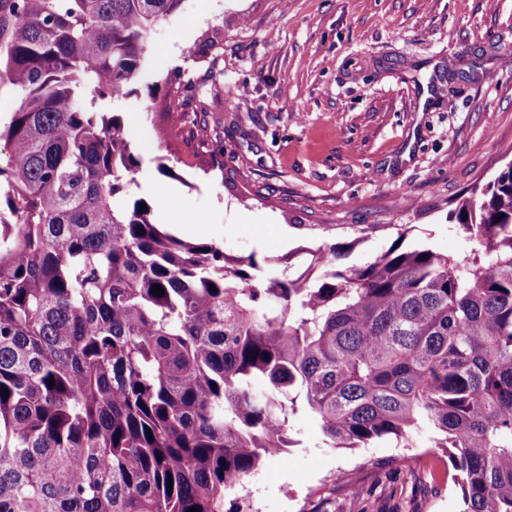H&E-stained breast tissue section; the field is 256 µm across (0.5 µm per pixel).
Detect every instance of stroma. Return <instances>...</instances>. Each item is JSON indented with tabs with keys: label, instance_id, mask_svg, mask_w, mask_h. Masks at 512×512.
<instances>
[{
	"label": "stroma",
	"instance_id": "stroma-1",
	"mask_svg": "<svg viewBox=\"0 0 512 512\" xmlns=\"http://www.w3.org/2000/svg\"><path fill=\"white\" fill-rule=\"evenodd\" d=\"M508 49L512 0H183L118 107L130 194L173 235L290 276L323 243L346 267L396 243L465 256L462 201L512 164ZM177 85L196 136L167 134ZM292 436L291 464L267 460L224 512H458L427 436L329 448L308 414Z\"/></svg>",
	"mask_w": 512,
	"mask_h": 512
}]
</instances>
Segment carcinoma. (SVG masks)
Returning a JSON list of instances; mask_svg holds the SVG:
<instances>
[{
    "mask_svg": "<svg viewBox=\"0 0 512 512\" xmlns=\"http://www.w3.org/2000/svg\"><path fill=\"white\" fill-rule=\"evenodd\" d=\"M181 2L0 0V512H223L301 414L330 448L424 432L459 512H512V165L462 204L464 258L323 244L263 276L180 239L103 103Z\"/></svg>",
    "mask_w": 512,
    "mask_h": 512,
    "instance_id": "1",
    "label": "carcinoma"
}]
</instances>
